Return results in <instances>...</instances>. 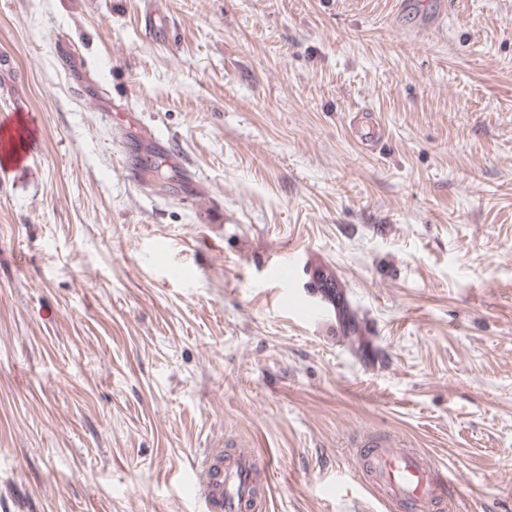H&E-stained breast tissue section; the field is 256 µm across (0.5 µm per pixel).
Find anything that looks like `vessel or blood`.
Here are the masks:
<instances>
[{"mask_svg":"<svg viewBox=\"0 0 512 512\" xmlns=\"http://www.w3.org/2000/svg\"><path fill=\"white\" fill-rule=\"evenodd\" d=\"M359 483L390 512H449L459 498L447 468L391 435L369 434L355 444ZM273 467L257 449L205 455L195 480L199 512H254L253 490L269 489Z\"/></svg>","mask_w":512,"mask_h":512,"instance_id":"b4317fda","label":"vessel or blood"}]
</instances>
